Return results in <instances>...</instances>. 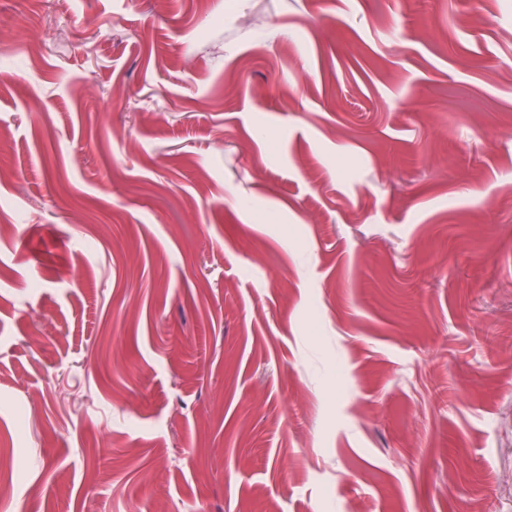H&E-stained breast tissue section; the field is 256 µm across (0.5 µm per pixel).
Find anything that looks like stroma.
Masks as SVG:
<instances>
[{"mask_svg":"<svg viewBox=\"0 0 512 512\" xmlns=\"http://www.w3.org/2000/svg\"><path fill=\"white\" fill-rule=\"evenodd\" d=\"M0 134L26 512H512V0H0Z\"/></svg>","mask_w":512,"mask_h":512,"instance_id":"stroma-1","label":"stroma"}]
</instances>
